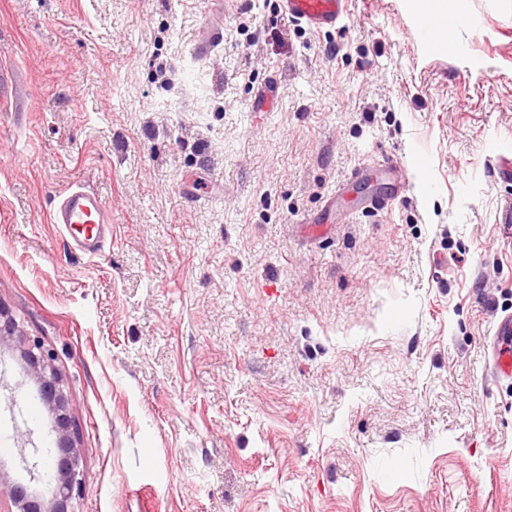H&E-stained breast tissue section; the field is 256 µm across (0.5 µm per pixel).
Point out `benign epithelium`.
<instances>
[{
  "mask_svg": "<svg viewBox=\"0 0 512 512\" xmlns=\"http://www.w3.org/2000/svg\"><path fill=\"white\" fill-rule=\"evenodd\" d=\"M11 348L38 385L39 400L54 417L56 455L49 463V495H35L30 487L0 475V501L6 512H76L83 491L82 453L74 425L68 381L55 364L54 355L41 341L29 336L9 309L0 303V347Z\"/></svg>",
  "mask_w": 512,
  "mask_h": 512,
  "instance_id": "7a95c632",
  "label": "benign epithelium"
}]
</instances>
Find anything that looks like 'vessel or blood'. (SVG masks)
I'll list each match as a JSON object with an SVG mask.
<instances>
[{"mask_svg":"<svg viewBox=\"0 0 512 512\" xmlns=\"http://www.w3.org/2000/svg\"><path fill=\"white\" fill-rule=\"evenodd\" d=\"M287 19L313 29L335 28L346 10L347 0H279ZM54 223L66 228H79L83 248L96 253L111 232V222L102 197L83 186L62 193L52 214ZM490 376L501 380L512 378V316L499 318L487 356Z\"/></svg>","mask_w":512,"mask_h":512,"instance_id":"b4317fda","label":"vessel or blood"}]
</instances>
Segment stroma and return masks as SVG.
Returning a JSON list of instances; mask_svg holds the SVG:
<instances>
[{
	"instance_id": "35a3bbf8",
	"label": "stroma",
	"mask_w": 512,
	"mask_h": 512,
	"mask_svg": "<svg viewBox=\"0 0 512 512\" xmlns=\"http://www.w3.org/2000/svg\"><path fill=\"white\" fill-rule=\"evenodd\" d=\"M416 2L0 0V303L68 380L77 512H512V0H449L452 55ZM75 184L93 257L50 219ZM34 393L0 349L24 483ZM287 19L313 29H333L346 10L347 0H279ZM52 219L53 223L76 231L83 240L82 247L91 254L99 250L107 234L112 235L104 200L96 191L84 186L72 187L62 193ZM78 225L85 228L78 231L75 228ZM487 368L496 380L512 378V316L499 318L495 324Z\"/></svg>"
}]
</instances>
